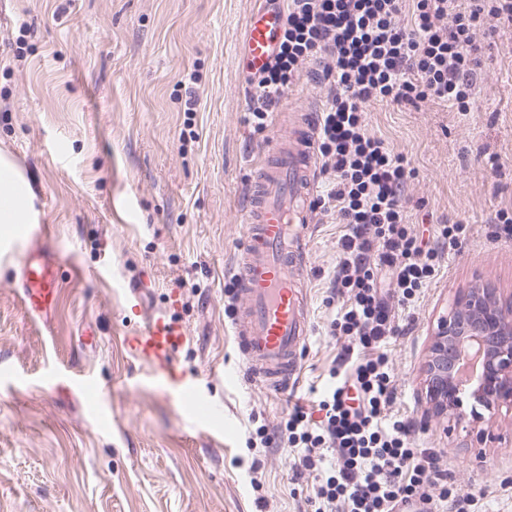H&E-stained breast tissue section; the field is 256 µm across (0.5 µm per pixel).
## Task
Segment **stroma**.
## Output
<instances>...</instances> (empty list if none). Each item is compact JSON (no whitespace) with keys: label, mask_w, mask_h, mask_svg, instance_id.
<instances>
[{"label":"stroma","mask_w":512,"mask_h":512,"mask_svg":"<svg viewBox=\"0 0 512 512\" xmlns=\"http://www.w3.org/2000/svg\"><path fill=\"white\" fill-rule=\"evenodd\" d=\"M262 0H0V156L22 172L30 222L64 258L53 319H33L16 282L22 245H0V512H315V481L283 436L289 402L320 397L345 339L331 276L345 225L314 214L305 275L313 332L288 395L242 376L224 286L244 245L249 162L288 126L247 122L255 92L243 42ZM469 111L428 99L373 101L369 131L406 155L403 205L438 274L394 307L385 351L391 406L438 475L478 512H512V404L482 422L428 417L424 366L437 320L481 282L512 295V23L481 39ZM300 73L281 112H317ZM499 158L498 169L486 159ZM468 226L455 251L438 225ZM189 332L179 367L222 415L194 423L124 338L155 310ZM86 383L76 387L73 379ZM265 427L271 442L248 445ZM260 488H253L252 476Z\"/></svg>","instance_id":"stroma-1"}]
</instances>
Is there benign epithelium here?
Returning <instances> with one entry per match:
<instances>
[{"label": "benign epithelium", "mask_w": 512, "mask_h": 512, "mask_svg": "<svg viewBox=\"0 0 512 512\" xmlns=\"http://www.w3.org/2000/svg\"><path fill=\"white\" fill-rule=\"evenodd\" d=\"M425 392L434 414L458 419L512 401V298L486 284L455 297L429 349Z\"/></svg>", "instance_id": "7a95c632"}]
</instances>
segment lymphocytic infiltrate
Listing matches in <instances>:
<instances>
[{
  "mask_svg": "<svg viewBox=\"0 0 512 512\" xmlns=\"http://www.w3.org/2000/svg\"><path fill=\"white\" fill-rule=\"evenodd\" d=\"M512 22V0H288L273 62L255 78L248 120L267 128L281 97L310 62L322 67L325 99L317 152L327 191L318 205L336 211L347 231L338 241L333 284L347 294L331 333L346 337L350 355L340 386L312 406L294 404L285 436L317 473L316 512H395L400 503H447L468 512V498L436 489L428 449L411 447L408 426L389 413L395 387L384 347L395 333L393 306L412 308L436 275L435 249L412 234L401 202L414 177L410 160L368 133L366 104L435 99L469 111L480 64V33ZM386 275L393 301L377 288ZM339 464L327 470V454Z\"/></svg>",
  "mask_w": 512,
  "mask_h": 512,
  "instance_id": "f902f5d3",
  "label": "lymphocytic infiltrate"
}]
</instances>
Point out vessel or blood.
<instances>
[{
	"instance_id": "b4317fda",
	"label": "vessel or blood",
	"mask_w": 512,
	"mask_h": 512,
	"mask_svg": "<svg viewBox=\"0 0 512 512\" xmlns=\"http://www.w3.org/2000/svg\"><path fill=\"white\" fill-rule=\"evenodd\" d=\"M285 23L281 7L256 12L247 27L244 61L248 72L271 61ZM316 117L308 115L288 141H275L256 161L255 189L244 217L246 246L232 275L229 321L248 377L286 392L297 374L299 349L311 335L310 295L299 270L307 261L316 209ZM46 226L30 231V246L18 260L19 297L32 316L54 311L59 298L61 256L44 242ZM186 328L167 311L150 316L126 339L129 350L154 377L190 398L196 420L216 409L202 398L194 378L177 368Z\"/></svg>"
}]
</instances>
